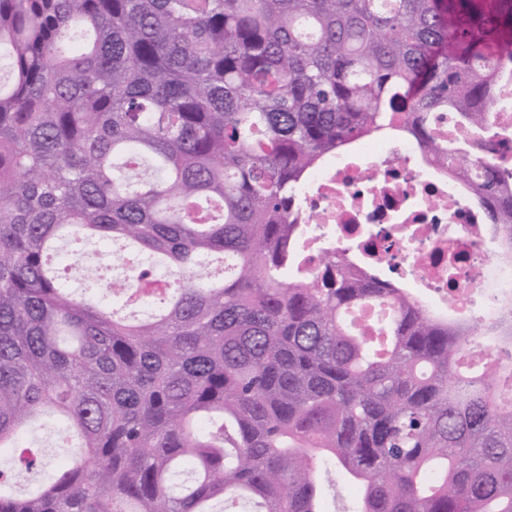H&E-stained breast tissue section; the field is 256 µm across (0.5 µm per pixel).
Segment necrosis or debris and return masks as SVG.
<instances>
[{
	"mask_svg": "<svg viewBox=\"0 0 512 512\" xmlns=\"http://www.w3.org/2000/svg\"><path fill=\"white\" fill-rule=\"evenodd\" d=\"M494 117L501 136L466 152L512 165L511 76ZM303 198L300 252L308 271L344 246L370 277L412 292L438 318L486 321L512 304V253L489 224L487 203L427 161L415 139L370 140L330 159Z\"/></svg>",
	"mask_w": 512,
	"mask_h": 512,
	"instance_id": "obj_1",
	"label": "necrosis or debris"
}]
</instances>
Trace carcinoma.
Instances as JSON below:
<instances>
[{"mask_svg": "<svg viewBox=\"0 0 512 512\" xmlns=\"http://www.w3.org/2000/svg\"><path fill=\"white\" fill-rule=\"evenodd\" d=\"M0 451L82 453L0 512H512V307L438 320L342 251L299 271L293 205L352 144L455 159L512 66V0H0ZM475 193L512 250V172ZM118 243L124 276L60 243ZM167 274L160 292L135 294ZM131 307L129 315L98 299Z\"/></svg>", "mask_w": 512, "mask_h": 512, "instance_id": "carcinoma-1", "label": "carcinoma"}]
</instances>
